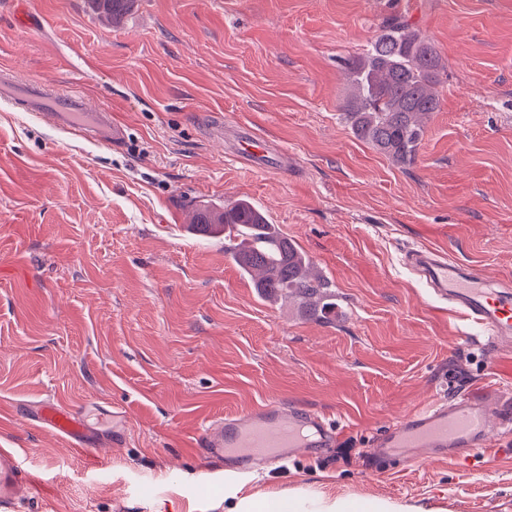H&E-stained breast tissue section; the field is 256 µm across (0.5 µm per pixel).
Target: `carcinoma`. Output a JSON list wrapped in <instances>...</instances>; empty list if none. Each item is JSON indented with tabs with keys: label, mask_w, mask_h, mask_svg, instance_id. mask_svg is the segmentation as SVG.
I'll use <instances>...</instances> for the list:
<instances>
[{
	"label": "carcinoma",
	"mask_w": 512,
	"mask_h": 512,
	"mask_svg": "<svg viewBox=\"0 0 512 512\" xmlns=\"http://www.w3.org/2000/svg\"><path fill=\"white\" fill-rule=\"evenodd\" d=\"M91 2L113 19L132 0ZM344 68V115L353 135L397 165L414 163L426 123L439 106L436 86L445 69L433 45L406 18L393 16L366 51L346 60ZM188 206L195 234L224 237V253L251 277L261 297L292 299L302 315L320 323L336 316L332 283L312 272L309 258L262 209L244 199L219 207L194 201Z\"/></svg>",
	"instance_id": "1"
}]
</instances>
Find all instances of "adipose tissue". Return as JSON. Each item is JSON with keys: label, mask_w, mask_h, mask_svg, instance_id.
I'll return each instance as SVG.
<instances>
[{"label": "adipose tissue", "mask_w": 512, "mask_h": 512, "mask_svg": "<svg viewBox=\"0 0 512 512\" xmlns=\"http://www.w3.org/2000/svg\"><path fill=\"white\" fill-rule=\"evenodd\" d=\"M225 512H425L418 505L384 499L336 497L309 501L298 495L246 494L230 501Z\"/></svg>", "instance_id": "adipose-tissue-1"}]
</instances>
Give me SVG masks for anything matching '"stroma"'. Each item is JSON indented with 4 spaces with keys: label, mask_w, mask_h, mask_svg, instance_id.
Segmentation results:
<instances>
[{
    "label": "stroma",
    "mask_w": 512,
    "mask_h": 512,
    "mask_svg": "<svg viewBox=\"0 0 512 512\" xmlns=\"http://www.w3.org/2000/svg\"><path fill=\"white\" fill-rule=\"evenodd\" d=\"M448 67L418 157L401 167L341 111L344 60L386 17ZM0 65L80 92L127 128L98 147L0 103V448L34 488L11 512H224L247 492L512 512V427L416 463L372 444L401 417L489 387L512 353L405 263L438 249L512 281V0H135L116 23L87 0H0ZM250 132L283 167L234 152ZM266 211L336 289L335 322L260 297L186 200ZM82 411L76 448L27 411ZM283 402L325 415L332 448L238 470L200 454L205 426Z\"/></svg>",
    "instance_id": "stroma-1"
}]
</instances>
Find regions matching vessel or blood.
<instances>
[{"instance_id": "vessel-or-blood-1", "label": "vessel or blood", "mask_w": 512, "mask_h": 512, "mask_svg": "<svg viewBox=\"0 0 512 512\" xmlns=\"http://www.w3.org/2000/svg\"><path fill=\"white\" fill-rule=\"evenodd\" d=\"M0 101L21 107L56 128L87 136L96 145L117 147L126 138V127L106 108H91L83 94L64 93L40 81L0 70ZM408 264L422 276L433 292L464 316L481 326L491 345L512 350V287L492 286L477 270L457 263L434 249H417ZM504 397L498 388L480 396L461 395L446 403L402 418L375 442L378 453L408 461L414 449L433 448L446 458L459 451H490L493 424L511 422L496 416ZM36 422L65 438L72 446L87 447L89 430L80 411L47 399L34 411ZM337 431L324 416L303 415L275 404L216 420L203 432L202 446L208 455L220 457L244 450L248 462L273 466L282 463L294 448H326ZM22 491L15 453L0 448V505L11 504Z\"/></svg>"}]
</instances>
